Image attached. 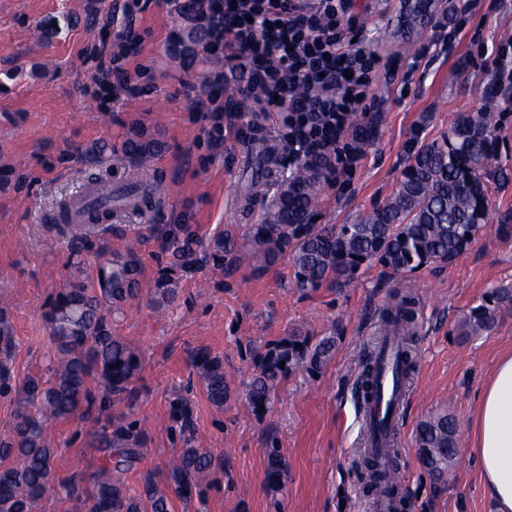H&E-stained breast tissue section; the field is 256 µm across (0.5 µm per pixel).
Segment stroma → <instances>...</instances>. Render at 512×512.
Listing matches in <instances>:
<instances>
[{
  "label": "stroma",
  "instance_id": "1",
  "mask_svg": "<svg viewBox=\"0 0 512 512\" xmlns=\"http://www.w3.org/2000/svg\"><path fill=\"white\" fill-rule=\"evenodd\" d=\"M353 25L384 54L366 121L375 136L344 185L326 186L317 221L351 224L396 188L411 138L441 139L460 118L498 113L501 162L512 166V98L489 93L491 77L512 82V0H441L434 25L402 33L396 0H352ZM182 23L173 0H0V169L21 182H0V330L11 347L9 389H0V439L12 429L18 390L28 378L49 379L54 346L47 312L74 269L94 278L103 259L136 245L140 295L113 315L112 332L138 354L141 368L120 403L95 392L89 415L48 422L54 493L38 512H81L74 487H88L106 458L99 448L109 418L122 415L141 433L137 455L122 465L125 490L141 497L146 483L170 493L169 463L183 448L212 458L202 494L172 496L171 512H366L355 460L361 447L356 393L358 358L389 299L391 277L373 266L343 288H294L287 259L257 273L231 261L200 260L179 270L172 305L157 307L154 283L171 262L160 247L164 228L187 224L200 241L220 233L242 238L259 223L262 199L244 204L248 142L264 137L287 170L282 117L224 90V139L212 125L202 84L216 71L186 70L169 46ZM129 29L142 43L125 68L136 97H94L114 35ZM143 122L165 145L141 170L156 189L152 212H118L82 241L53 220L60 198L81 194L91 149L121 146ZM512 283V236L484 235L452 266L421 268L406 282L416 304V362L398 426L408 512H493L482 496L472 454L470 417L497 358L512 351V310L482 336L461 341L456 325L492 286ZM303 330L335 335L336 351L318 379L296 373L280 386L269 411L245 407V384L267 343ZM206 348L224 365L229 397L209 400L190 365ZM459 422L456 465L442 483L424 472L415 446L420 420L441 408ZM286 461L278 489L265 482L270 448Z\"/></svg>",
  "mask_w": 512,
  "mask_h": 512
}]
</instances>
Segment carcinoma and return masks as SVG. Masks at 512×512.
<instances>
[{"label":"carcinoma","instance_id":"cac0c4a2","mask_svg":"<svg viewBox=\"0 0 512 512\" xmlns=\"http://www.w3.org/2000/svg\"><path fill=\"white\" fill-rule=\"evenodd\" d=\"M178 14L185 25L173 33L174 57L186 69L199 58L220 63L210 48L208 20L201 14L199 0H179ZM500 116L477 112L456 122L448 135L420 145L409 152L408 162L394 192L354 224H317L315 217L325 182L326 159H298L278 179L276 194L264 207L262 221L252 224L242 242L218 235L208 248L214 258L233 254L260 272L287 256L293 282L302 291L340 288L357 280L364 271L381 265L394 276L407 277L430 265L449 266L467 252L476 239L490 231L512 233L509 217L489 223V184H506L512 169L491 166L498 156L495 136ZM374 128L359 124L353 134L354 148L370 144ZM161 151L160 143L133 129L116 150L104 142L93 152L97 162L111 158L130 167L144 166ZM252 178L247 199L264 194L273 151L255 139L250 148ZM131 199L140 205L152 203L145 186L133 183L112 196L116 206ZM195 234L185 227L169 233L163 241L171 252V269L156 280L158 305L174 302L179 281L174 269L194 261ZM140 263L128 249L112 253L97 268L92 285L76 272L66 288L52 300L48 311L54 360L51 378L28 380L22 387L12 434L0 440V512H34L37 504L53 489L55 475L52 451L44 440V426L50 420L69 418L92 408L94 384L119 397L128 391L140 369L137 354L112 333V312L119 311L138 292ZM414 300L396 291L379 313L378 350L369 347L360 360L359 390L367 401L375 393L384 343L397 338L399 380L410 376L414 367ZM512 305V285L499 284L485 293V299L471 307L457 324L463 338L487 331L506 307ZM336 350V337L311 336L300 331L274 340L260 355L259 364L246 385L245 407L254 416L269 410L283 381L297 371L318 378ZM285 366H280V362ZM192 367L205 386L210 401L224 406L228 388L221 361L204 348L192 355ZM103 452L130 458L140 445L139 432L132 424L114 428ZM419 460L436 482L448 478L460 447L455 416L444 409L430 414L415 430ZM211 457L195 448L185 449L171 467L175 493L188 498L200 489L201 474ZM285 462L277 448L269 449L265 481L272 489L282 485ZM152 512H170L169 498L145 486ZM88 512H140L137 498L129 496L111 469L101 468L80 496Z\"/></svg>","mask_w":512,"mask_h":512}]
</instances>
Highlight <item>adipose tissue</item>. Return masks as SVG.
<instances>
[{
    "label": "adipose tissue",
    "mask_w": 512,
    "mask_h": 512,
    "mask_svg": "<svg viewBox=\"0 0 512 512\" xmlns=\"http://www.w3.org/2000/svg\"><path fill=\"white\" fill-rule=\"evenodd\" d=\"M472 435L484 496L494 512H512V352L498 358L487 378Z\"/></svg>",
    "instance_id": "obj_1"
}]
</instances>
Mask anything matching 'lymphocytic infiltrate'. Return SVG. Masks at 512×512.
<instances>
[{
  "instance_id": "f902f5d3",
  "label": "lymphocytic infiltrate",
  "mask_w": 512,
  "mask_h": 512,
  "mask_svg": "<svg viewBox=\"0 0 512 512\" xmlns=\"http://www.w3.org/2000/svg\"><path fill=\"white\" fill-rule=\"evenodd\" d=\"M351 0H220L210 15L237 92L283 116L292 158L330 157L328 181L343 182L359 155L346 140L368 110L382 57L345 32Z\"/></svg>"
}]
</instances>
